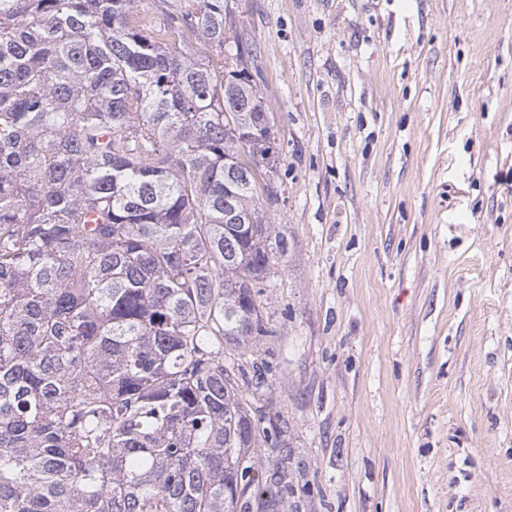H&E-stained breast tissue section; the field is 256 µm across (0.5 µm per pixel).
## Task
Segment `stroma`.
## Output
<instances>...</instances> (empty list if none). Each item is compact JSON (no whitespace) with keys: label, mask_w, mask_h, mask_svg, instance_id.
I'll return each instance as SVG.
<instances>
[{"label":"stroma","mask_w":512,"mask_h":512,"mask_svg":"<svg viewBox=\"0 0 512 512\" xmlns=\"http://www.w3.org/2000/svg\"><path fill=\"white\" fill-rule=\"evenodd\" d=\"M224 2L282 155L280 512H512V0Z\"/></svg>","instance_id":"obj_1"}]
</instances>
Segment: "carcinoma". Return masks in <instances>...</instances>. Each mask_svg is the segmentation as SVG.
<instances>
[{
	"label": "carcinoma",
	"instance_id": "carcinoma-1",
	"mask_svg": "<svg viewBox=\"0 0 512 512\" xmlns=\"http://www.w3.org/2000/svg\"><path fill=\"white\" fill-rule=\"evenodd\" d=\"M0 0V512H279L287 423L224 345L272 334L279 163L224 0ZM263 432L258 444L257 432Z\"/></svg>",
	"mask_w": 512,
	"mask_h": 512
}]
</instances>
